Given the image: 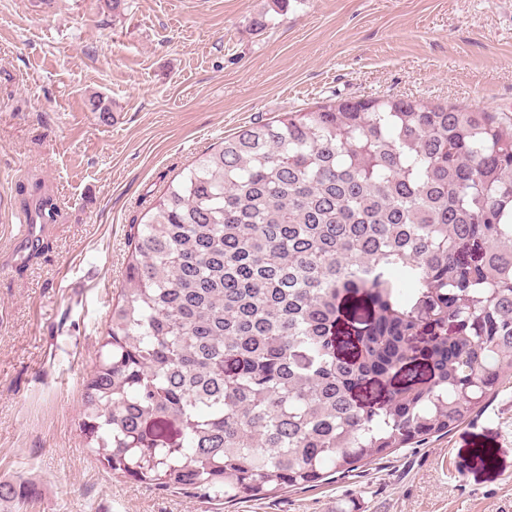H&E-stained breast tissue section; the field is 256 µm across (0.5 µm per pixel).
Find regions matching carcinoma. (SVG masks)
I'll return each instance as SVG.
<instances>
[{
	"label": "carcinoma",
	"instance_id": "1",
	"mask_svg": "<svg viewBox=\"0 0 512 512\" xmlns=\"http://www.w3.org/2000/svg\"><path fill=\"white\" fill-rule=\"evenodd\" d=\"M133 239L79 429L155 489L234 504L350 477L512 376L509 112L378 97L244 125ZM27 497L0 482L1 508Z\"/></svg>",
	"mask_w": 512,
	"mask_h": 512
}]
</instances>
